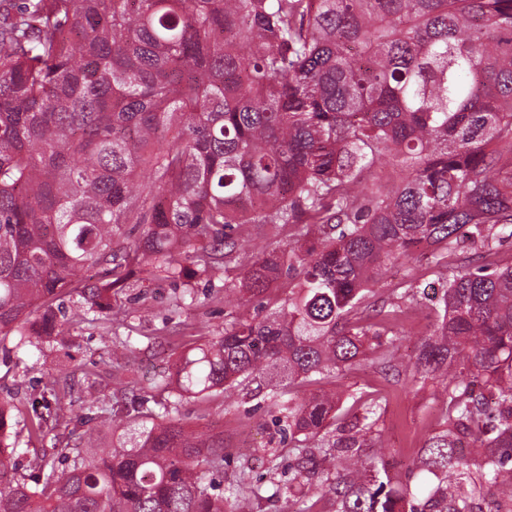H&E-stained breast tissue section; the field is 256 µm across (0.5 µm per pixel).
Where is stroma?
<instances>
[{
  "instance_id": "35a3bbf8",
  "label": "stroma",
  "mask_w": 512,
  "mask_h": 512,
  "mask_svg": "<svg viewBox=\"0 0 512 512\" xmlns=\"http://www.w3.org/2000/svg\"><path fill=\"white\" fill-rule=\"evenodd\" d=\"M242 262L241 254L236 253L215 277L189 279L188 285L194 288L196 299L186 302L175 313L171 312L169 301L176 283L161 278L136 282L112 298L114 307L126 313L123 325L118 327L104 318L92 324L72 323L74 308L72 304H64L58 315L63 329L61 336L38 349L29 345L18 347L9 340L0 344V396L9 392L20 396L36 394L51 375L64 369L70 372L74 385L70 409L78 415L82 412V373L88 368L98 370V391L103 398L117 399L131 394L153 396L152 377L168 368L181 352L180 346L169 347L158 342V328L183 327L185 340L191 343L223 331L236 314H256L255 302L242 301L232 292L242 273ZM436 272L430 252L411 251L387 265L374 287L373 302L378 305L391 299L394 288L411 278L416 279L419 287L433 290L439 285ZM431 308L432 301L427 298L408 311L405 334L396 342L393 366H381L370 356L340 373L335 380L341 390L390 394L389 406L375 430L385 454L400 462L390 474L401 483L411 479L407 466L419 448L440 429L433 385L416 382L411 376L413 362L427 333ZM113 329L120 336L129 337L137 348L135 358L121 371L106 361L103 337ZM180 413L184 424L199 432L209 434L223 428L225 446L239 449V456L224 464L219 476L222 485L237 484L245 492L258 486L264 497L272 493L270 478L260 459L272 453L280 465H287L288 446L275 422L276 411L268 400L235 389L205 404L184 400Z\"/></svg>"
}]
</instances>
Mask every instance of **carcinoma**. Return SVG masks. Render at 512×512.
I'll return each mask as SVG.
<instances>
[{
    "label": "carcinoma",
    "mask_w": 512,
    "mask_h": 512,
    "mask_svg": "<svg viewBox=\"0 0 512 512\" xmlns=\"http://www.w3.org/2000/svg\"><path fill=\"white\" fill-rule=\"evenodd\" d=\"M382 162L400 172L387 191L367 184ZM129 224L143 232L124 245ZM236 224L293 228L238 288L262 306L286 278L288 297L188 346L152 408L91 395L72 416L55 379L0 398V512H245L239 488L217 492L224 435L183 426L179 399L269 373L316 384L367 350L390 362L418 286L368 320L355 307L421 244L468 259L440 274L413 364L442 413L412 466L440 482L417 494L384 454L359 457L386 399L351 395L355 423L331 440L336 394L273 386L288 483L252 496L512 512V0H0V343L59 335L67 294L82 323L138 275L177 282L191 258L212 276L241 249ZM18 416L31 437L84 429L64 469L44 453L19 471Z\"/></svg>",
    "instance_id": "1"
}]
</instances>
